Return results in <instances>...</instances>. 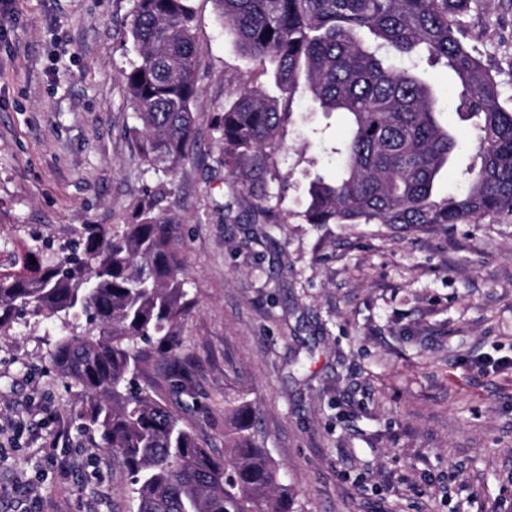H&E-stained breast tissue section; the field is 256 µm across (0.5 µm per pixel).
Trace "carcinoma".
Returning a JSON list of instances; mask_svg holds the SVG:
<instances>
[{
    "instance_id": "cac0c4a2",
    "label": "carcinoma",
    "mask_w": 512,
    "mask_h": 512,
    "mask_svg": "<svg viewBox=\"0 0 512 512\" xmlns=\"http://www.w3.org/2000/svg\"><path fill=\"white\" fill-rule=\"evenodd\" d=\"M240 51L275 66L288 98L308 94L343 112L333 182L309 184L308 224L448 227L512 221V98L462 37L474 0H214ZM191 0H135L128 34L138 60L122 72L141 127L142 161L175 175L193 145L201 54ZM371 40L361 37L363 33ZM459 81L455 114L475 145L462 191L441 193L458 140L422 65ZM291 113L246 81L224 104V170L254 220L280 223L269 198L271 153ZM140 203L134 224L95 232L63 258L7 250L0 264V332L25 316L85 318L52 367L86 397L100 446L125 469L137 512H295L279 468L253 433L249 403L224 399V455L203 446L157 393L137 384L145 349L174 352L187 312V275L174 218Z\"/></svg>"
}]
</instances>
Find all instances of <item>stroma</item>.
Listing matches in <instances>:
<instances>
[{
    "mask_svg": "<svg viewBox=\"0 0 512 512\" xmlns=\"http://www.w3.org/2000/svg\"><path fill=\"white\" fill-rule=\"evenodd\" d=\"M134 5L15 0L0 15V239L58 252L156 197L180 224L192 306L179 368L154 353L141 381L201 443L223 453L230 394L254 407L297 512H512V224L305 223L346 115L283 93L213 0H192L194 145L174 176L149 169L121 77ZM463 21L512 96V0ZM244 80L293 112L269 177L278 224L248 223L224 170L219 117ZM64 333L26 319L0 335V512H136L79 389L51 366ZM51 444L66 474L45 463Z\"/></svg>",
    "mask_w": 512,
    "mask_h": 512,
    "instance_id": "obj_1",
    "label": "stroma"
}]
</instances>
